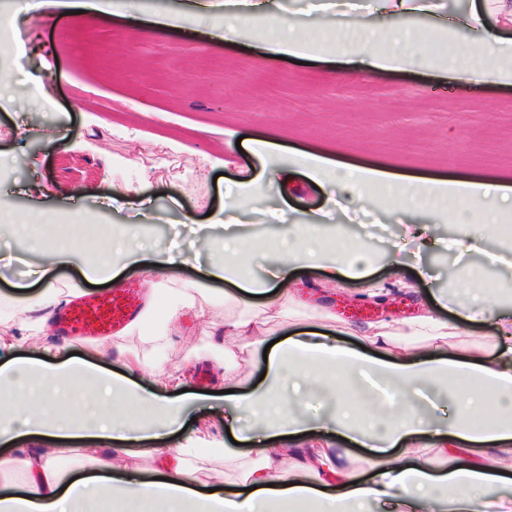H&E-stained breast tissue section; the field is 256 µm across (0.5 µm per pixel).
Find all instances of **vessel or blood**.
I'll list each match as a JSON object with an SVG mask.
<instances>
[{
    "label": "vessel or blood",
    "instance_id": "vessel-or-blood-1",
    "mask_svg": "<svg viewBox=\"0 0 512 512\" xmlns=\"http://www.w3.org/2000/svg\"><path fill=\"white\" fill-rule=\"evenodd\" d=\"M141 313V306L119 296L85 295L71 302L58 325L64 332L91 340L114 335Z\"/></svg>",
    "mask_w": 512,
    "mask_h": 512
}]
</instances>
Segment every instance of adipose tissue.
<instances>
[{
  "label": "adipose tissue",
  "mask_w": 512,
  "mask_h": 512,
  "mask_svg": "<svg viewBox=\"0 0 512 512\" xmlns=\"http://www.w3.org/2000/svg\"><path fill=\"white\" fill-rule=\"evenodd\" d=\"M474 0L467 22L481 30L480 40L470 46L457 41L454 22L434 26L438 51L421 57L412 28L342 25L331 19L324 25V39L309 41L299 25L274 14L271 0H224L223 25L213 28L214 39L234 43L246 28H264L263 50L272 57H296L316 63L342 61L366 71L405 72L418 60L451 74L456 80L512 85V0ZM59 7L84 11L103 23L123 19L129 26L157 33L176 27L178 17L166 12L138 16L127 0L101 7L92 0H57ZM281 146L273 140L258 144L257 155L272 161V173L281 186L297 178L315 184L334 185L340 196L365 201L370 189L385 192L386 203L405 213L421 214L410 235L419 246L432 248L439 240L433 233L435 219L451 215L460 229L454 240L467 251L473 239L498 230L504 210H512V187L492 179H434L421 174L397 175L378 168L346 167L325 156L295 153L278 163ZM323 237L313 225L294 224L285 233L278 254L274 280L243 273L234 256L239 234L224 244V258L202 271L204 280L236 286L244 309L224 319L228 336L251 338L253 350H267L265 376L248 389L226 394L230 407L224 424L233 438H240L242 416H249L248 430L259 435L262 462L248 470L230 492H202L189 486L182 465L163 464L150 480L135 482L124 492V472L119 463L129 443L175 433L184 426L190 398L186 391L189 368L151 375V388L130 385L127 378L102 373L87 360H52L57 346L45 344L44 357L16 356L21 338L0 336V351L11 359L0 364V512H370L372 505L384 512H490L485 492L498 483L492 464L495 454L512 450V315L495 321V355L490 359L444 355L443 349L455 328L437 311L453 308L457 317L473 321L474 306L494 298L493 290L471 287L473 272L460 266L457 279L465 286L461 297L436 299L429 310L395 332L384 322L369 325L357 345L320 339L318 332L303 330L267 348L265 337L256 335L260 315L280 311L284 290L275 280L289 272L317 269L328 280L366 276L362 251L327 252ZM38 275L41 291L39 314L28 321L29 329L43 333L61 303L51 272L79 266L87 282H110L123 269L134 266L150 274L173 278L181 269L177 258L147 248L126 236L123 229L111 233L100 259L83 263L68 242L44 239L40 246ZM382 382L391 391L387 408L391 418L382 429L355 420L349 412L335 419L344 447L327 445L320 451L307 448L317 425L278 411V390L296 386L324 387L327 395L341 397L343 388L364 382ZM443 385L453 389L457 420L446 431H433L428 447L413 444L424 434L423 423L408 412V393ZM177 396H167V389ZM73 444L93 472L78 477L57 463L47 444ZM372 449L378 456L373 480H361L345 466L346 445ZM401 448L398 460L386 453ZM435 456H428L427 448ZM23 468L16 481L15 468Z\"/></svg>",
  "instance_id": "obj_1"
}]
</instances>
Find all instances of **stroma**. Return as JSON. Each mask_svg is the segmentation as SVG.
<instances>
[{"instance_id": "obj_1", "label": "stroma", "mask_w": 512, "mask_h": 512, "mask_svg": "<svg viewBox=\"0 0 512 512\" xmlns=\"http://www.w3.org/2000/svg\"><path fill=\"white\" fill-rule=\"evenodd\" d=\"M22 0H0V15L13 34L0 40V204L19 218L34 220L78 213L77 225H59L84 261L104 246L108 225L143 226V238L157 248L178 242L184 214L200 223L236 219L250 241L248 270L265 276L273 268L286 224L318 223L338 247L366 244L376 261L368 277L325 281L320 271L291 274L285 285L284 316L267 315L260 329L269 340L311 328L333 340L356 345L361 329L378 322L404 326L432 305L434 290L452 292L457 260L445 249L427 252L410 242L406 224L388 213L371 191L364 205L333 207L330 189L297 181L282 196L278 181L264 180L239 209L224 208L228 186L262 170L261 161L236 147L239 137L273 139L284 149L331 152L338 163L378 167L400 174L442 178L495 177L512 185V86L462 83L449 74L417 65L404 73L359 72L340 63L309 65L268 57L262 35L247 29L239 44L212 40L210 28L224 20V0L189 18L187 29L165 33L99 24L52 6L21 10ZM42 80L45 93H30L29 77ZM112 105V124L100 118ZM137 189L133 208L117 210L110 199L120 187ZM39 254L27 240L0 236V310L18 292L37 298L27 284V264ZM419 262L427 280H413L400 263ZM198 272L183 267L176 281L148 278L142 270L122 272L115 286L143 297L182 303L170 325L167 344L157 352L148 331L126 329L111 338L100 366L124 372V356L139 355L148 370L195 366L188 383L199 399L185 428L154 444L137 443L128 476L136 480L173 461L178 448L223 442L224 397L219 378L235 365L238 388L260 377L262 354H250L246 339L224 333V318L238 314L225 300V283H210L183 303L185 283ZM387 293L381 304L367 301L371 282ZM206 316H198V307ZM497 302H488L482 321L468 323L450 341L459 356L492 357ZM246 462L215 461L208 470H188L199 489L228 487L258 464L260 450L242 444Z\"/></svg>"}]
</instances>
